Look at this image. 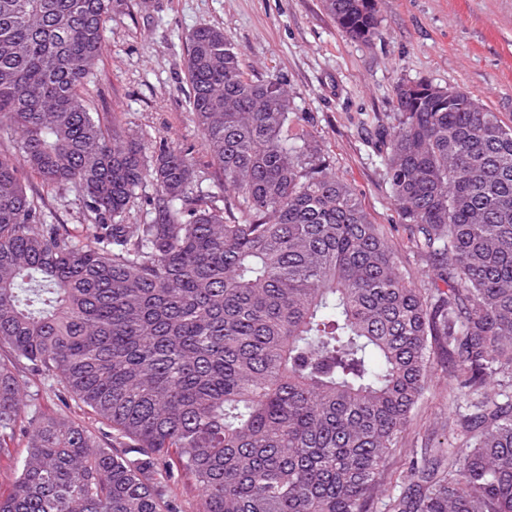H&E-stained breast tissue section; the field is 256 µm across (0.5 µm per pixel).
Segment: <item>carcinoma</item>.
<instances>
[{"instance_id":"cac0c4a2","label":"carcinoma","mask_w":512,"mask_h":512,"mask_svg":"<svg viewBox=\"0 0 512 512\" xmlns=\"http://www.w3.org/2000/svg\"><path fill=\"white\" fill-rule=\"evenodd\" d=\"M378 4L324 0L360 41ZM111 12L0 0V512H367L437 347L463 443L412 466L389 512H512V393L488 392L512 375V126L466 90L397 87L381 158L447 284L423 292L224 30L186 37L220 185L102 124L89 78ZM29 176L78 193L83 234ZM141 198L152 218L132 224ZM33 379L91 423L27 403Z\"/></svg>"}]
</instances>
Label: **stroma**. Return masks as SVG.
Listing matches in <instances>:
<instances>
[{
	"label": "stroma",
	"mask_w": 512,
	"mask_h": 512,
	"mask_svg": "<svg viewBox=\"0 0 512 512\" xmlns=\"http://www.w3.org/2000/svg\"><path fill=\"white\" fill-rule=\"evenodd\" d=\"M380 33L348 38L323 0H112L103 57L90 83V108L123 133H148L207 157L189 110L186 35L223 28L253 80L278 77L290 94V125L345 179L388 241L414 287H441L431 262L410 244L381 158L400 83L465 89L512 125V0H380ZM448 356H431L427 386L381 477L368 512H388L426 449L458 446Z\"/></svg>",
	"instance_id": "1"
}]
</instances>
